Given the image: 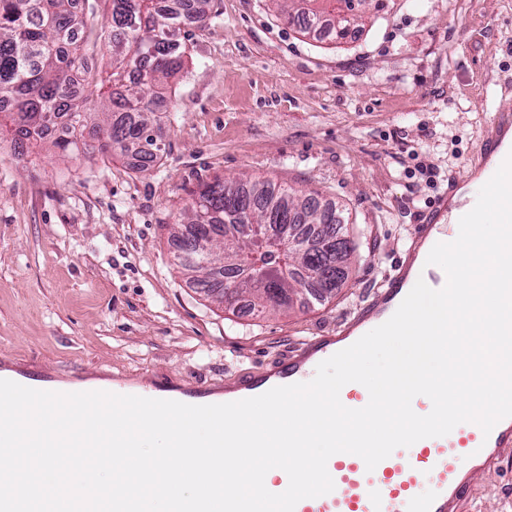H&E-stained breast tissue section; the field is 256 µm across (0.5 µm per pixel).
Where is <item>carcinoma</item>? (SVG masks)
<instances>
[{"mask_svg": "<svg viewBox=\"0 0 512 512\" xmlns=\"http://www.w3.org/2000/svg\"><path fill=\"white\" fill-rule=\"evenodd\" d=\"M74 0H0V122L10 124L14 139L41 141L54 135L62 120L67 132L52 145L66 154L99 153L102 158L133 149L139 167L160 160L165 144L155 135L167 99L164 90L185 67L187 29L203 28L210 0H106L102 26L110 48V71L101 76L85 66L79 52L85 21ZM365 0H282L281 14L300 31L337 42L357 34ZM101 85L103 110L80 104L71 74ZM91 127L93 141L81 142L78 129ZM265 224L269 242L246 235L223 250L222 263L199 266L203 243L218 250L243 224ZM343 210L301 190L270 179L216 180L205 185L174 224L182 272L224 307L245 304L255 316L287 313L295 302L322 303L350 275L352 241L343 233ZM280 263L292 268L238 288L234 296L218 289L242 277L246 267Z\"/></svg>", "mask_w": 512, "mask_h": 512, "instance_id": "1", "label": "carcinoma"}]
</instances>
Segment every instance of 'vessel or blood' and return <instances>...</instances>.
<instances>
[{
	"label": "vessel or blood",
	"mask_w": 512,
	"mask_h": 512,
	"mask_svg": "<svg viewBox=\"0 0 512 512\" xmlns=\"http://www.w3.org/2000/svg\"><path fill=\"white\" fill-rule=\"evenodd\" d=\"M510 128L512 113H495L486 153L501 152L502 134ZM453 194L450 188L440 193L423 223L415 226L403 259L371 305L337 328L335 334L293 346L273 369L239 379L232 387L237 399L296 383L313 359L330 357L355 343L354 333L361 323L398 308L408 293L410 270L421 248L434 242ZM511 453L512 417L501 420L487 435L476 424H460L446 436L396 449L371 471L360 457L337 453L327 462L333 491L301 500L295 512H462L473 479Z\"/></svg>",
	"instance_id": "1"
}]
</instances>
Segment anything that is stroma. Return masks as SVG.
<instances>
[{"label":"stroma","mask_w":512,"mask_h":512,"mask_svg":"<svg viewBox=\"0 0 512 512\" xmlns=\"http://www.w3.org/2000/svg\"><path fill=\"white\" fill-rule=\"evenodd\" d=\"M81 13L82 52L107 70V4ZM187 47L148 170L0 141V356L15 368L209 389L272 368L376 299L414 225L467 183L494 114L512 109V0H384L336 46L274 0H212ZM237 177L342 206L357 248L335 297L257 318L186 282L168 226L200 186ZM465 512H512V458L476 478Z\"/></svg>","instance_id":"1"}]
</instances>
